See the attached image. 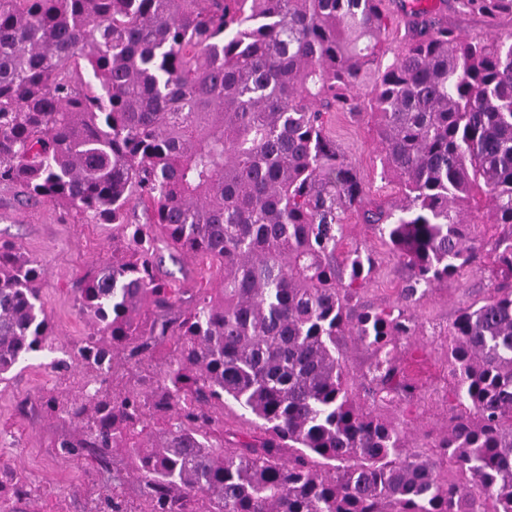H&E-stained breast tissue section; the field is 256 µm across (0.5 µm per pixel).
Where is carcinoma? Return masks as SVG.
<instances>
[{"label": "carcinoma", "instance_id": "obj_1", "mask_svg": "<svg viewBox=\"0 0 512 512\" xmlns=\"http://www.w3.org/2000/svg\"><path fill=\"white\" fill-rule=\"evenodd\" d=\"M384 2L0 0V185L112 225V260L79 288L87 380L43 402L77 431L54 447L129 458L138 512H512V235L488 249L474 230L512 225V34L400 0L408 35L385 65ZM454 2L512 16V0ZM364 110L390 210L328 126ZM349 210L409 271L395 305L364 301L369 250L336 256ZM162 247L208 261L211 286L159 277ZM486 257L496 287L448 329L458 412L412 447L384 415L419 389L398 346L415 305ZM41 279L0 244V380L48 347ZM228 401L261 421L230 450ZM28 488L0 467V512ZM452 0H448V10L444 8L440 12V19L448 27H455L470 33L473 36L484 34L488 30L487 21L482 16L465 15L454 11L449 7ZM366 363V351L360 345L349 343L345 354V365L347 367V370L350 372V376L352 377L350 384L353 389V393L357 395L356 400L358 402L360 400L361 404L364 403L365 400L363 399V390L359 386V382L357 381L356 375H358L359 370L365 367Z\"/></svg>", "mask_w": 512, "mask_h": 512}]
</instances>
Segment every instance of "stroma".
Segmentation results:
<instances>
[{
  "instance_id": "35a3bbf8",
  "label": "stroma",
  "mask_w": 512,
  "mask_h": 512,
  "mask_svg": "<svg viewBox=\"0 0 512 512\" xmlns=\"http://www.w3.org/2000/svg\"><path fill=\"white\" fill-rule=\"evenodd\" d=\"M331 129L337 145L359 170L371 199L385 207L393 204L399 187L382 173L371 115L334 113ZM343 224L342 250L361 246L376 258L366 300L396 304L407 269L376 227L364 223L359 214L346 213ZM0 243L21 246L42 265L41 295L54 333L50 349L17 365L0 381V465L23 470L32 490L29 498L15 502L16 512H89L114 491L137 506L140 484L127 461L114 459L102 470L93 457L59 454L50 446L59 433L58 423L38 402L43 394L70 399L81 385L82 374L68 358L72 346L88 336L92 326L78 307L77 288L87 271L111 257V225L78 223L51 202L25 204L19 188L0 185ZM490 287L487 268H469L434 288L415 308L424 333L413 344L402 345L400 358L419 382V398L387 412L388 418L405 422L412 446H425L448 425L454 383L448 326L461 309L483 301Z\"/></svg>"
}]
</instances>
